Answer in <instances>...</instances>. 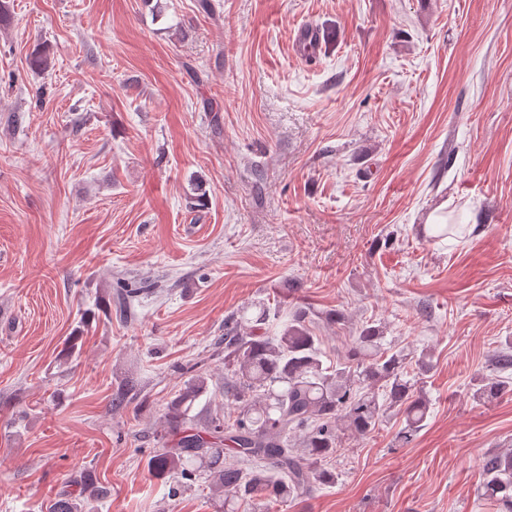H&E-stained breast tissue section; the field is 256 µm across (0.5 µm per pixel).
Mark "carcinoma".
I'll return each mask as SVG.
<instances>
[{
    "mask_svg": "<svg viewBox=\"0 0 512 512\" xmlns=\"http://www.w3.org/2000/svg\"><path fill=\"white\" fill-rule=\"evenodd\" d=\"M224 323V400L235 417L210 416L203 430L186 427L196 400L208 390L204 373L195 374L185 390L164 409L162 445L147 461L163 477L177 473L206 483L217 498L216 512H239L244 502L284 506L302 502L316 487L332 484L337 474L327 467L342 447L339 426L366 436L379 429L385 403L403 415L396 436L410 443L423 427L430 401L409 378L415 365L428 371L430 355L413 358L402 348L384 346L382 330L363 326L347 347L343 362L323 367L319 338L312 330L318 312L296 309L279 334H261L272 310L264 302L250 305ZM492 371H512V346L491 359ZM512 392V382L481 377L477 400ZM231 454L236 463L228 464ZM482 496L494 512H512V448L487 453L482 460ZM107 494L90 474L75 490L63 489L47 503V512H84L89 500Z\"/></svg>",
    "mask_w": 512,
    "mask_h": 512,
    "instance_id": "1",
    "label": "carcinoma"
}]
</instances>
